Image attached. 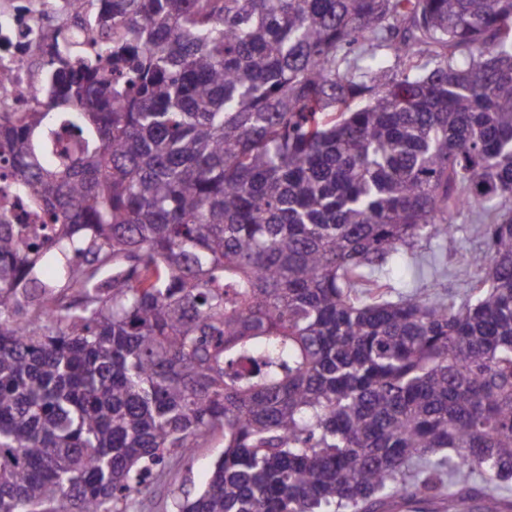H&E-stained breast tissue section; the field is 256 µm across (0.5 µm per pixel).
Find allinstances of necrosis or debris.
<instances>
[{
    "label": "necrosis or debris",
    "mask_w": 512,
    "mask_h": 512,
    "mask_svg": "<svg viewBox=\"0 0 512 512\" xmlns=\"http://www.w3.org/2000/svg\"><path fill=\"white\" fill-rule=\"evenodd\" d=\"M90 8V0H0V112L48 102L40 78V27L83 28L87 49L96 48L99 35L86 25Z\"/></svg>",
    "instance_id": "1"
}]
</instances>
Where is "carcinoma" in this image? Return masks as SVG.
I'll use <instances>...</instances> for the list:
<instances>
[{"label": "carcinoma", "instance_id": "cac0c4a2", "mask_svg": "<svg viewBox=\"0 0 512 512\" xmlns=\"http://www.w3.org/2000/svg\"><path fill=\"white\" fill-rule=\"evenodd\" d=\"M0 114V512H509L512 0H96ZM70 128L74 144L61 146ZM475 212L469 294L371 277ZM54 274L43 279L41 266ZM6 216L11 224H43L42 210L30 200L15 195L0 181V218ZM224 451L222 435L217 433L203 448L188 457H174L165 468L164 478L150 477L142 496L141 512H171L174 498L190 490L194 495L207 485L215 461Z\"/></svg>", "mask_w": 512, "mask_h": 512}]
</instances>
